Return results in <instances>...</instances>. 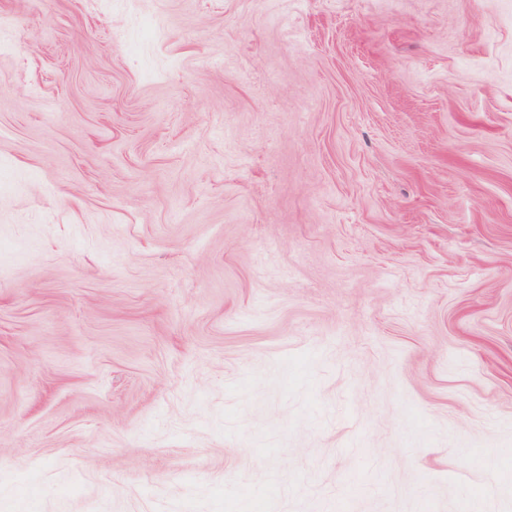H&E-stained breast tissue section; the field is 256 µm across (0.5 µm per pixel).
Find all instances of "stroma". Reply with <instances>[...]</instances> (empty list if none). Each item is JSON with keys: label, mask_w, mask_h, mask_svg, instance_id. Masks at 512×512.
<instances>
[{"label": "stroma", "mask_w": 512, "mask_h": 512, "mask_svg": "<svg viewBox=\"0 0 512 512\" xmlns=\"http://www.w3.org/2000/svg\"><path fill=\"white\" fill-rule=\"evenodd\" d=\"M0 512H512V0H0Z\"/></svg>", "instance_id": "35a3bbf8"}]
</instances>
